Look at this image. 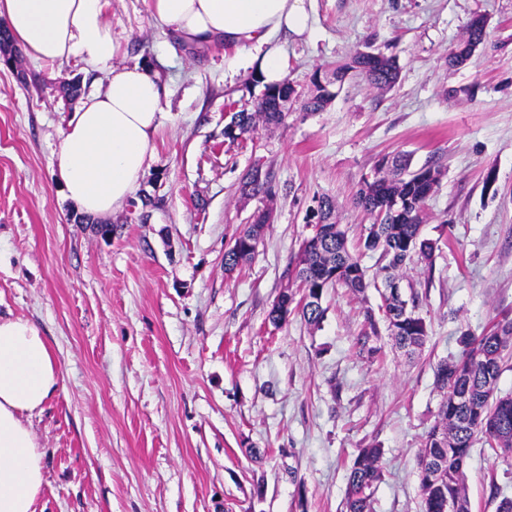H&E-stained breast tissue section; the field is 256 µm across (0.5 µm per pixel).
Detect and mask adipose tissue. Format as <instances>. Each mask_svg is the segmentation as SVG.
Segmentation results:
<instances>
[{"mask_svg":"<svg viewBox=\"0 0 512 512\" xmlns=\"http://www.w3.org/2000/svg\"><path fill=\"white\" fill-rule=\"evenodd\" d=\"M109 0H0V22L36 61H75L106 83L72 113L55 153L66 197L105 217L139 186L155 154L165 86L140 63L114 65ZM152 16L188 42H223L251 58L265 83L282 82L278 36L311 26L310 0H150ZM59 366L38 328L0 318V512H36L43 454L27 417L60 389Z\"/></svg>","mask_w":512,"mask_h":512,"instance_id":"adipose-tissue-1","label":"adipose tissue"}]
</instances>
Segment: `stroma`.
Here are the masks:
<instances>
[{
	"label": "stroma",
	"mask_w": 512,
	"mask_h": 512,
	"mask_svg": "<svg viewBox=\"0 0 512 512\" xmlns=\"http://www.w3.org/2000/svg\"><path fill=\"white\" fill-rule=\"evenodd\" d=\"M149 2L111 0L106 18L116 63L152 62L169 91L133 196L157 202L150 223L127 221L124 208L78 221L53 173L75 110L60 83L77 78L91 93L105 76L24 55L0 64V316L34 322L63 378L31 419L46 477L36 512H344L349 463L371 444L384 468L374 512H420L435 368L460 354L462 332L512 314V0H312L311 35L279 40L297 91L368 47L396 55V85L349 73L323 111L292 109L235 141L225 112L253 109L261 93L246 85L247 55L232 64L223 45L176 43ZM477 15L485 46L449 66ZM396 153L442 170L421 229L433 264L404 270L425 347L405 357L383 332L382 359L360 350L363 310L380 302L372 287L328 289L319 326L297 315L271 324L314 198L335 200L357 247L374 218L353 197ZM256 165L273 180V217L229 273L224 254L263 205L237 190ZM493 479L512 497L505 463L473 446L471 512H496Z\"/></svg>",
	"instance_id": "stroma-1"
}]
</instances>
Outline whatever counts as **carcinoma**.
I'll list each match as a JSON object with an SVG mask.
<instances>
[{
  "mask_svg": "<svg viewBox=\"0 0 512 512\" xmlns=\"http://www.w3.org/2000/svg\"><path fill=\"white\" fill-rule=\"evenodd\" d=\"M486 39L484 17H473L464 39L448 56V65L466 64ZM351 72L361 74L372 85L390 88L397 83L400 66L393 55L359 51L336 66V80H343ZM313 83L315 93L303 100L288 80L264 86L255 111L243 109L231 113L224 126V137L234 141L249 135L256 130L259 120L267 125L281 124L295 103L300 104L303 112L323 110L334 93L322 84L317 71L313 74ZM432 170L434 167L428 166L412 171L408 159L397 156L392 159L394 178L380 175L381 168L377 167L355 194L356 207L375 217V222L367 229L363 249L379 253L384 262L380 272L387 282L398 281V272L416 258L432 262L434 245L421 237L425 204L435 189L423 176ZM239 191L245 196H260L266 200L273 197V186L267 175L260 180L246 175L239 183ZM396 200L405 203L401 216L391 211V204ZM318 205L322 221L336 228V232L331 239L323 238L318 243L307 237L302 240L301 258L295 273L298 285L295 289H284L274 301L269 319L275 325L286 321L279 315L285 305L288 314H298L308 324L317 325L324 318L322 299L327 289L340 285L360 295L370 286L360 256L349 251L346 232L333 221L335 203L322 196L318 198ZM262 228V224L245 225L237 237L238 253L224 255L225 270H234L255 252L262 238L258 230ZM406 304L420 309L419 293L412 287L403 302L382 298L380 309L395 345L411 356L428 341V328L421 314L411 317L404 313ZM378 333V321L373 310L368 309L357 344L374 358L380 348L370 347L368 342ZM460 342L463 344L461 356L442 361L435 373L442 398L416 463L422 512H448L451 504L455 506L454 512H470L465 466L475 440H481L484 450L512 467V396L498 394L502 362L506 355L512 354V320L505 316L494 321L478 336L464 332ZM382 457L381 448L370 446L359 449L352 459L347 512H372L374 490L384 477Z\"/></svg>",
  "mask_w": 512,
  "mask_h": 512,
  "instance_id": "obj_1",
  "label": "carcinoma"
}]
</instances>
